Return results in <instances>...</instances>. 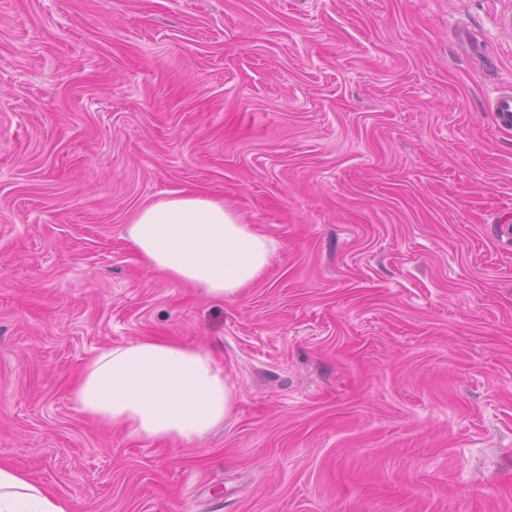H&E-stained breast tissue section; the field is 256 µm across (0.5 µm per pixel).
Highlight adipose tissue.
<instances>
[{"mask_svg":"<svg viewBox=\"0 0 512 512\" xmlns=\"http://www.w3.org/2000/svg\"><path fill=\"white\" fill-rule=\"evenodd\" d=\"M129 235L148 268L223 299L251 286L277 250L223 201L198 193L144 206ZM237 399L209 350L153 337L100 349L70 393L79 414L174 446L204 440ZM0 512H69V506L23 472L0 465Z\"/></svg>","mask_w":512,"mask_h":512,"instance_id":"ef3b65f1","label":"adipose tissue"}]
</instances>
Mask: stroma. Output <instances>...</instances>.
Wrapping results in <instances>:
<instances>
[{"mask_svg":"<svg viewBox=\"0 0 512 512\" xmlns=\"http://www.w3.org/2000/svg\"><path fill=\"white\" fill-rule=\"evenodd\" d=\"M512 0H0V464L70 512H512ZM194 191L275 240L148 270ZM209 349L203 442L76 413L99 349ZM494 112L496 124L501 129L512 128V92L499 95L490 107ZM130 239L149 269L197 283L218 298H232L269 267L273 239L242 224L224 201L177 193L141 208Z\"/></svg>","mask_w":512,"mask_h":512,"instance_id":"stroma-1","label":"stroma"}]
</instances>
